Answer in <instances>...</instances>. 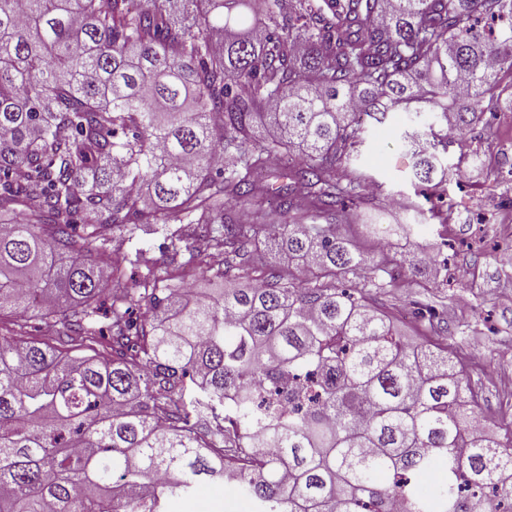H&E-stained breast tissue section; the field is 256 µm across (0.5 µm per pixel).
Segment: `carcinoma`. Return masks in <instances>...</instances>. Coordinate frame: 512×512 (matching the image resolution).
<instances>
[{"mask_svg":"<svg viewBox=\"0 0 512 512\" xmlns=\"http://www.w3.org/2000/svg\"><path fill=\"white\" fill-rule=\"evenodd\" d=\"M505 67L512 0H0V512H167L204 482L253 512H512V435L472 430L448 348L344 285L420 264L338 233L377 206L363 117L427 115L399 149L439 187L456 103ZM142 224L248 286L114 255Z\"/></svg>","mask_w":512,"mask_h":512,"instance_id":"cac0c4a2","label":"carcinoma"}]
</instances>
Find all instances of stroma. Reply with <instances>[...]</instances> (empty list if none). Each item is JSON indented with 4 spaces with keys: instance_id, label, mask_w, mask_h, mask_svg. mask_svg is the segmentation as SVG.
<instances>
[{
    "instance_id": "1",
    "label": "stroma",
    "mask_w": 512,
    "mask_h": 512,
    "mask_svg": "<svg viewBox=\"0 0 512 512\" xmlns=\"http://www.w3.org/2000/svg\"><path fill=\"white\" fill-rule=\"evenodd\" d=\"M512 100L498 111L479 114L459 145L444 160L464 175L451 182L446 198L448 223L425 221L404 208L412 200L429 208L437 189L418 184L412 161L397 150L404 131L413 129L407 113H389L384 123L367 122L357 165L369 174L385 207V224L406 225L402 245L429 264L426 273L406 272L402 284L385 289L379 300L393 312L401 338L447 346L464 366L470 388L489 434L504 437L512 428V306L501 303L512 293ZM447 260L448 275L432 268ZM418 302L440 314L437 329L397 315V308ZM170 512H249V505L227 484L198 488L189 504L175 501Z\"/></svg>"
}]
</instances>
